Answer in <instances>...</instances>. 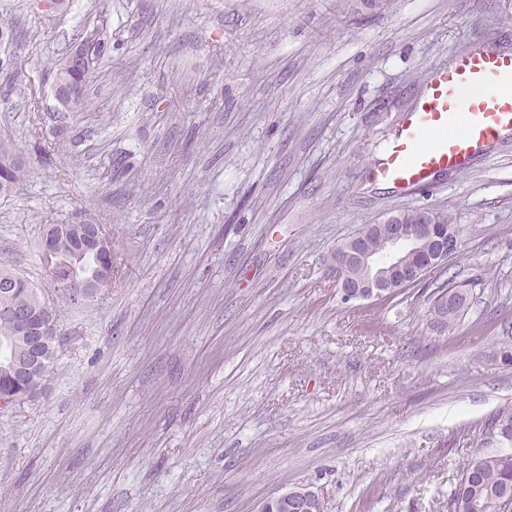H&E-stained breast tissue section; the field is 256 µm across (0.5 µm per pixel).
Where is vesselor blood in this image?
<instances>
[{
    "label": "vessel or blood",
    "mask_w": 512,
    "mask_h": 512,
    "mask_svg": "<svg viewBox=\"0 0 512 512\" xmlns=\"http://www.w3.org/2000/svg\"><path fill=\"white\" fill-rule=\"evenodd\" d=\"M512 138V53L464 54L434 71L373 181L407 194L467 169L481 153Z\"/></svg>",
    "instance_id": "vessel-or-blood-1"
}]
</instances>
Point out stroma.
Here are the masks:
<instances>
[{"mask_svg":"<svg viewBox=\"0 0 512 512\" xmlns=\"http://www.w3.org/2000/svg\"><path fill=\"white\" fill-rule=\"evenodd\" d=\"M104 11L110 66L65 111L51 73ZM0 23L23 69L0 70V144L27 171L0 195V267L62 332L46 391L0 409V512H258L310 482L327 512H451L512 407V139L407 198L367 170L435 69L512 52V0H0ZM415 208L464 228L459 253L390 303H343L336 245ZM88 216L122 269L75 304L41 242ZM446 280L475 284L451 334ZM475 287L474 282H449L444 281L435 292L433 298V311L435 315V322L440 324L443 331L450 332L454 329L462 317L466 314L470 304V295L472 288ZM458 290L465 296H458L459 301L455 305L444 307L443 304L448 302V293Z\"/></svg>","mask_w":512,"mask_h":512,"instance_id":"1","label":"stroma"}]
</instances>
